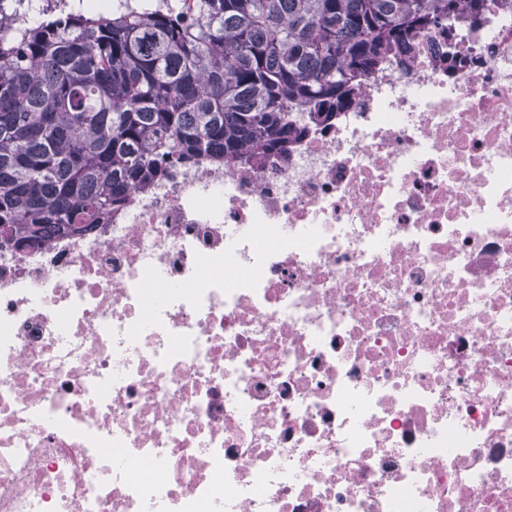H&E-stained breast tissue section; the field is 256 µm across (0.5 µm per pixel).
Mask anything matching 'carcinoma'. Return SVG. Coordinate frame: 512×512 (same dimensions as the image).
I'll return each mask as SVG.
<instances>
[{
  "label": "carcinoma",
  "mask_w": 512,
  "mask_h": 512,
  "mask_svg": "<svg viewBox=\"0 0 512 512\" xmlns=\"http://www.w3.org/2000/svg\"><path fill=\"white\" fill-rule=\"evenodd\" d=\"M487 0H118L112 15L0 0V245L99 224L170 170L262 163L370 74Z\"/></svg>",
  "instance_id": "carcinoma-1"
}]
</instances>
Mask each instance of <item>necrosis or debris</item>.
<instances>
[{"instance_id": "1", "label": "necrosis or debris", "mask_w": 512, "mask_h": 512, "mask_svg": "<svg viewBox=\"0 0 512 512\" xmlns=\"http://www.w3.org/2000/svg\"><path fill=\"white\" fill-rule=\"evenodd\" d=\"M0 512H512V0L0 249Z\"/></svg>"}]
</instances>
